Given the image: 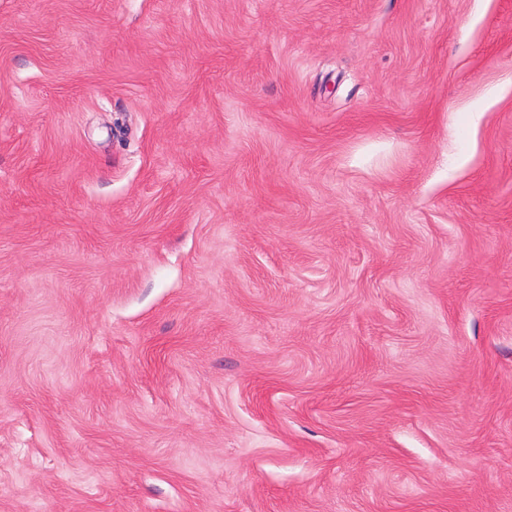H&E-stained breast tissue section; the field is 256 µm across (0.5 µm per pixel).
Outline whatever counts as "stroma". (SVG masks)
Instances as JSON below:
<instances>
[{"label": "stroma", "instance_id": "stroma-1", "mask_svg": "<svg viewBox=\"0 0 512 512\" xmlns=\"http://www.w3.org/2000/svg\"><path fill=\"white\" fill-rule=\"evenodd\" d=\"M0 512H512V0H0Z\"/></svg>", "mask_w": 512, "mask_h": 512}]
</instances>
